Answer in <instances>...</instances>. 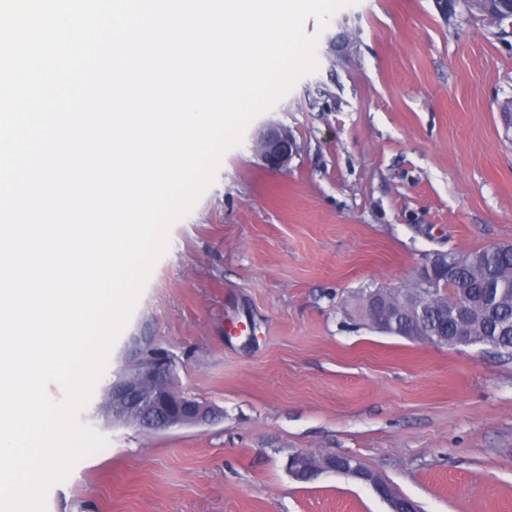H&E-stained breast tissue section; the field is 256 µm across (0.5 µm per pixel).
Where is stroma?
Returning <instances> with one entry per match:
<instances>
[{
    "mask_svg": "<svg viewBox=\"0 0 512 512\" xmlns=\"http://www.w3.org/2000/svg\"><path fill=\"white\" fill-rule=\"evenodd\" d=\"M304 31L318 71L254 120L299 155L273 172L252 135L228 150L126 327L219 417L115 427L97 386L80 419L108 444L47 512H388L349 478L295 480L300 452L357 457L421 512H512V358L356 315L434 251L512 243V24L463 0H357Z\"/></svg>",
    "mask_w": 512,
    "mask_h": 512,
    "instance_id": "obj_1",
    "label": "stroma"
}]
</instances>
